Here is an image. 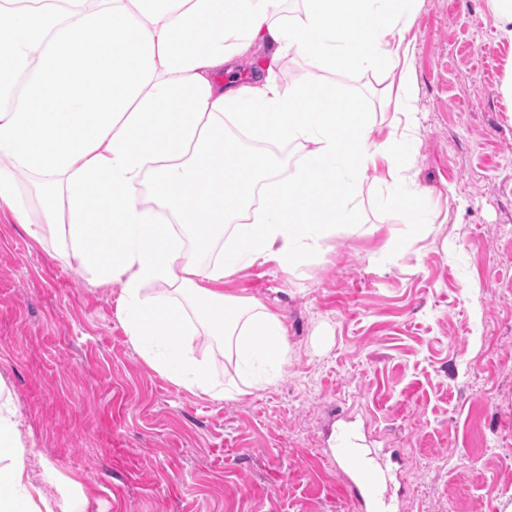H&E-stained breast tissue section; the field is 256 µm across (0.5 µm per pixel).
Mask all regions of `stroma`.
Here are the masks:
<instances>
[{
    "instance_id": "stroma-1",
    "label": "stroma",
    "mask_w": 512,
    "mask_h": 512,
    "mask_svg": "<svg viewBox=\"0 0 512 512\" xmlns=\"http://www.w3.org/2000/svg\"><path fill=\"white\" fill-rule=\"evenodd\" d=\"M412 53L414 226L386 214L369 172L348 224L297 268L252 266L224 291L282 316L288 362L224 400L159 376L93 287L0 213V379L22 415L29 471L71 512H357L326 448L353 425L406 456L391 512L512 505V41L487 0H424ZM398 71L286 65L347 127L393 128Z\"/></svg>"
}]
</instances>
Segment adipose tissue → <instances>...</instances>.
Instances as JSON below:
<instances>
[{"mask_svg":"<svg viewBox=\"0 0 512 512\" xmlns=\"http://www.w3.org/2000/svg\"><path fill=\"white\" fill-rule=\"evenodd\" d=\"M0 0V211L95 287L118 290L117 317L137 353L179 388L212 397L266 384L288 361L279 314L224 291L255 264L297 266L351 222L366 173L389 175L382 209L423 190L407 174L416 140L346 135L314 87H283L290 55L370 70L406 62L403 34L424 0ZM250 61L248 79H232ZM299 148L249 161L224 126ZM37 190L23 194L17 174ZM220 242L201 261L199 251ZM221 337L239 380L216 387L196 357L199 330ZM20 414L0 381V512H68L28 474Z\"/></svg>","mask_w":512,"mask_h":512,"instance_id":"obj_1","label":"adipose tissue"}]
</instances>
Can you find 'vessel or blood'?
<instances>
[{
    "mask_svg": "<svg viewBox=\"0 0 512 512\" xmlns=\"http://www.w3.org/2000/svg\"><path fill=\"white\" fill-rule=\"evenodd\" d=\"M330 458L343 476V490L357 502L362 512H384L383 487L390 473L383 461L362 448L360 440L348 429L338 431Z\"/></svg>",
    "mask_w": 512,
    "mask_h": 512,
    "instance_id": "b4317fda",
    "label": "vessel or blood"
}]
</instances>
